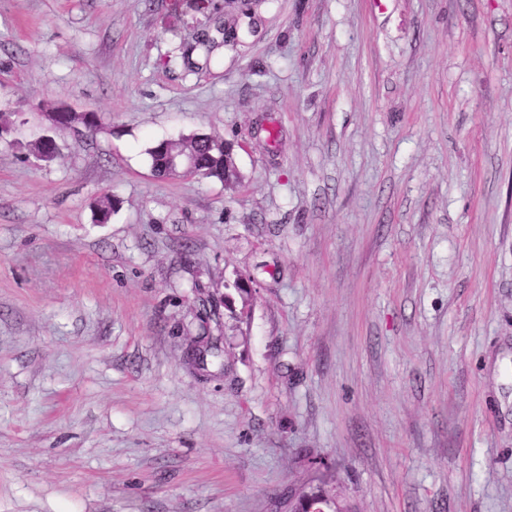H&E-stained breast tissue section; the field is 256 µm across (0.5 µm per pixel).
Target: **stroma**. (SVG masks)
<instances>
[{"mask_svg": "<svg viewBox=\"0 0 512 512\" xmlns=\"http://www.w3.org/2000/svg\"><path fill=\"white\" fill-rule=\"evenodd\" d=\"M195 33L0 0V512H294L315 462L354 512H512V0H267L169 64ZM194 133L235 184L155 175ZM241 7L236 0H224V24L223 26L216 27V31L223 35L222 41L219 42L215 38L210 37L209 30H205L202 34L192 42L181 40L174 48L173 55L168 56V63L180 58L184 65L190 67L193 63L192 55L202 50L206 56L218 48L221 43L224 47L231 49L240 45L239 31L242 25V18H253L265 2L264 0H247ZM250 15V16H249Z\"/></svg>", "mask_w": 512, "mask_h": 512, "instance_id": "1", "label": "stroma"}]
</instances>
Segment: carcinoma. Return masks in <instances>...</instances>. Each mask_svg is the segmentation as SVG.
<instances>
[{
  "mask_svg": "<svg viewBox=\"0 0 512 512\" xmlns=\"http://www.w3.org/2000/svg\"><path fill=\"white\" fill-rule=\"evenodd\" d=\"M263 3L264 0H248L241 6L237 0H224V24L216 28L222 34V41L211 37L206 30L193 42L180 41L173 55L169 56V61L179 58L190 66L192 55L198 50L208 55L221 45L236 48L240 43L242 18L255 16ZM215 9L213 0H172L171 3V12L175 16L189 15L197 22L206 24L210 22ZM222 144L223 141L215 136L197 134L174 142L161 140L148 149V154L154 170L160 175L182 174V171L170 164V156L174 155L199 170L200 175L230 185L236 182L238 175L230 153L222 150ZM296 512H348V506L336 492V478L329 467H324L320 476L313 479V484L302 492Z\"/></svg>",
  "mask_w": 512,
  "mask_h": 512,
  "instance_id": "cac0c4a2",
  "label": "carcinoma"
}]
</instances>
